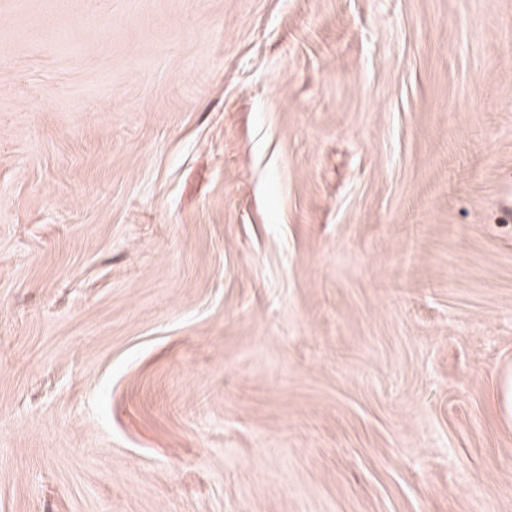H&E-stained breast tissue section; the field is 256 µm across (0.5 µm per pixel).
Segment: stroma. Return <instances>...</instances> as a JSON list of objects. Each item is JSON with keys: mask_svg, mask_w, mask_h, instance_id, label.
Here are the masks:
<instances>
[{"mask_svg": "<svg viewBox=\"0 0 512 512\" xmlns=\"http://www.w3.org/2000/svg\"><path fill=\"white\" fill-rule=\"evenodd\" d=\"M512 0H0V512H512ZM494 410L496 415L507 424L512 422V374H503L498 382L494 396Z\"/></svg>", "mask_w": 512, "mask_h": 512, "instance_id": "1", "label": "stroma"}]
</instances>
